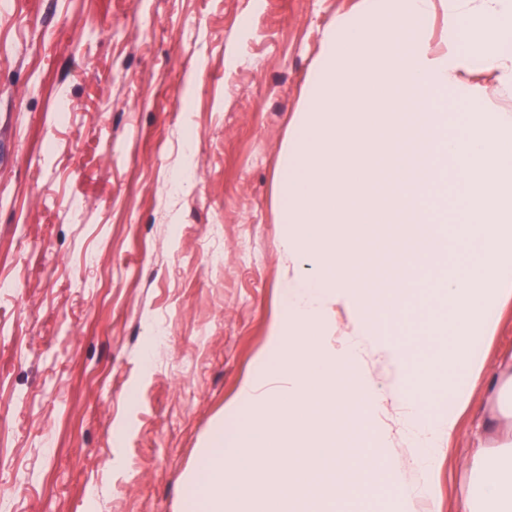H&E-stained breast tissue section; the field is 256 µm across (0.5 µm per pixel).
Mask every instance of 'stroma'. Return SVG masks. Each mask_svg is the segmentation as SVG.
<instances>
[{"instance_id":"1","label":"stroma","mask_w":512,"mask_h":512,"mask_svg":"<svg viewBox=\"0 0 512 512\" xmlns=\"http://www.w3.org/2000/svg\"><path fill=\"white\" fill-rule=\"evenodd\" d=\"M349 0H0V512H186V475L253 375L277 312L279 158L323 32ZM420 148L389 157L359 261L375 318L417 289ZM223 263L213 266L210 254ZM512 362V307L484 345ZM348 400L308 439L335 498L285 512H365L402 443L392 407ZM476 388L434 475L464 512L469 458L512 447V385Z\"/></svg>"}]
</instances>
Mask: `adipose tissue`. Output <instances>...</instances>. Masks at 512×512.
Listing matches in <instances>:
<instances>
[{
  "label": "adipose tissue",
  "mask_w": 512,
  "mask_h": 512,
  "mask_svg": "<svg viewBox=\"0 0 512 512\" xmlns=\"http://www.w3.org/2000/svg\"><path fill=\"white\" fill-rule=\"evenodd\" d=\"M436 0H402L387 13L384 0H358L329 25L280 157L279 220L283 236L282 296L256 371L230 408L219 439L207 440L187 478L200 512H224V477L252 512H277L281 493H305V449L284 445L283 432L300 437L326 379L369 362L383 365L384 384L366 382L369 408L399 409L396 426L379 425L383 442L399 437L420 484L402 481L385 461V478H361L358 492L377 512L386 494L404 512H427L432 477L443 444L457 428L472 390L484 384L483 344L504 306L512 303V113L474 102L472 75L493 71L496 93L512 97V0H446L452 20L446 47H434L426 22ZM413 30L414 52L399 37ZM428 88L415 109L424 124L400 125L386 87ZM419 145L426 180L413 188L416 217L431 219L430 204L456 213L451 230L421 252V266L441 271L419 298L399 299L378 339L354 274L362 227L381 222L366 210L374 180L372 155L389 152L394 127ZM447 337L453 363L437 359L430 342ZM262 456H255V449ZM289 462L280 465V454ZM475 482L459 498L466 512H512V449L500 459L471 457ZM278 496L256 495L257 482Z\"/></svg>",
  "instance_id": "adipose-tissue-1"
}]
</instances>
